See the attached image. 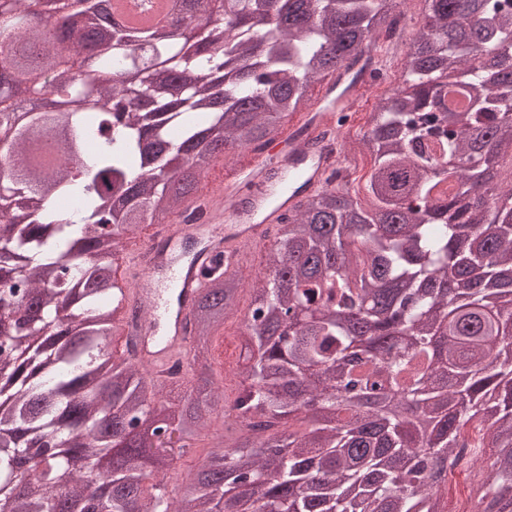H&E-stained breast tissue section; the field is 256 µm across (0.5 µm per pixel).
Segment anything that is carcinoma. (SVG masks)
I'll return each mask as SVG.
<instances>
[{"label":"carcinoma","instance_id":"1","mask_svg":"<svg viewBox=\"0 0 512 512\" xmlns=\"http://www.w3.org/2000/svg\"><path fill=\"white\" fill-rule=\"evenodd\" d=\"M0 13V512H445L440 478L495 449L472 512H512V0H425L402 62L339 183L277 225L242 336L231 406L208 377L239 267L189 319L185 386L104 352L112 257L141 224L188 210L215 144L259 148L334 73L356 81L406 0H189L178 32L104 23L114 0H17ZM497 59L488 72L482 59ZM39 80L56 108L18 98ZM230 435L170 497L209 415ZM303 427L289 430L287 426ZM70 475L62 483L64 475Z\"/></svg>","mask_w":512,"mask_h":512}]
</instances>
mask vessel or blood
Masks as SVG:
<instances>
[{
  "mask_svg": "<svg viewBox=\"0 0 512 512\" xmlns=\"http://www.w3.org/2000/svg\"><path fill=\"white\" fill-rule=\"evenodd\" d=\"M363 88L356 83L333 105L320 98L293 114L287 131L264 150L250 153L235 178L213 184L202 197V204L212 207L210 221L187 229L175 225L151 237L153 267L137 287L123 292L124 303H137L144 310L140 365L162 370L188 355L187 317L202 291L201 270L215 254L233 259L242 246L268 240L273 224L294 213L303 197L325 187L342 161L340 153L327 147L325 136L335 128L337 115L359 110ZM186 238L199 243L195 258L187 261L171 250Z\"/></svg>",
  "mask_w": 512,
  "mask_h": 512,
  "instance_id": "1",
  "label": "vessel or blood"
}]
</instances>
